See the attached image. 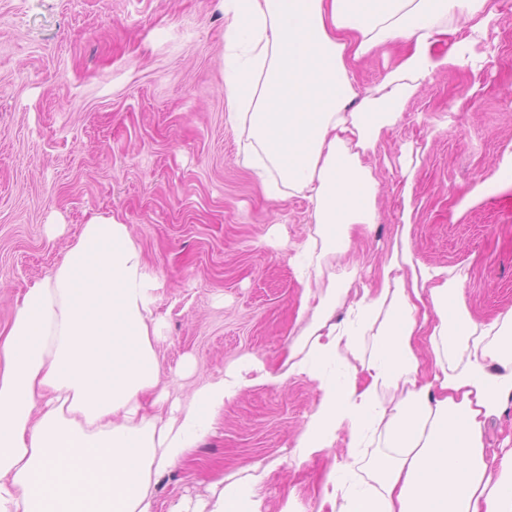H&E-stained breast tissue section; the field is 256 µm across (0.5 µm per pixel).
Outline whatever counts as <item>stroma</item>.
<instances>
[{
    "instance_id": "35a3bbf8",
    "label": "stroma",
    "mask_w": 512,
    "mask_h": 512,
    "mask_svg": "<svg viewBox=\"0 0 512 512\" xmlns=\"http://www.w3.org/2000/svg\"><path fill=\"white\" fill-rule=\"evenodd\" d=\"M489 7L475 67L421 81L369 157L380 219L342 258L355 288L370 285L399 225H412L416 258L461 270L480 321L512 309V0ZM225 26L220 0H0V337L82 224L128 225L164 283L161 389L186 398L245 355L276 377L225 402L213 434L156 482L154 512L254 464L263 512H318L348 449L342 433L294 461L319 397L287 373L310 204L267 195L243 162L224 120ZM51 224L62 232L49 236Z\"/></svg>"
}]
</instances>
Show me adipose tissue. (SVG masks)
Listing matches in <instances>:
<instances>
[{"label":"adipose tissue","instance_id":"1","mask_svg":"<svg viewBox=\"0 0 512 512\" xmlns=\"http://www.w3.org/2000/svg\"><path fill=\"white\" fill-rule=\"evenodd\" d=\"M225 120L243 160L274 170L272 195L307 193L313 225L300 259L304 326L288 372L319 400L298 459L376 448L372 477L331 474L329 512H512V448L485 456L482 427L512 399V310L477 321L465 277L414 257L403 225L377 285L351 296L335 270L356 227L378 223L379 182L364 159L401 120L421 80L477 58L487 0H224ZM469 37L436 56L438 37ZM411 51L366 95L354 69L391 43ZM157 277L128 225L91 218L45 277L25 289L0 343V512H153L152 485L211 432L226 401L271 382L243 358L165 420L140 399L160 382ZM348 312L333 322L337 302ZM262 476L227 481L170 512H262Z\"/></svg>","mask_w":512,"mask_h":512}]
</instances>
